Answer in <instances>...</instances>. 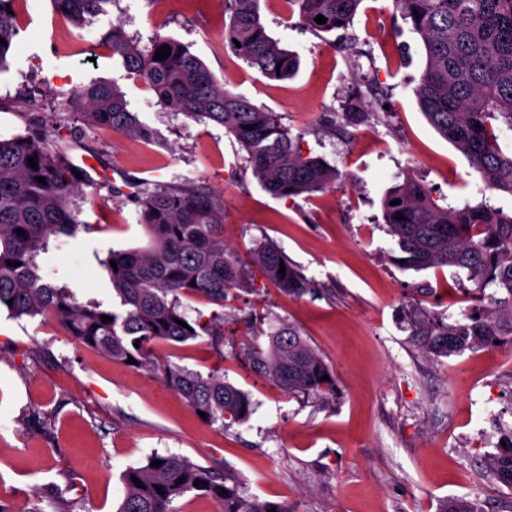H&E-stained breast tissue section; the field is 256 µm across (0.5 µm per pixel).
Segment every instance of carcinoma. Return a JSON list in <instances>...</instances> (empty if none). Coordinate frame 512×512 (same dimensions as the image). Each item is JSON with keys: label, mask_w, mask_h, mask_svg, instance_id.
<instances>
[{"label": "carcinoma", "mask_w": 512, "mask_h": 512, "mask_svg": "<svg viewBox=\"0 0 512 512\" xmlns=\"http://www.w3.org/2000/svg\"><path fill=\"white\" fill-rule=\"evenodd\" d=\"M55 10L81 25L104 12L110 0H52ZM300 24L317 35L346 31L362 0H288ZM19 0H0V66L19 35ZM401 20L421 39L425 68L412 92L420 110L441 137L457 148L485 187L512 196V154H505L494 126L512 131V0H393ZM229 12L224 45L270 79H288L297 56L269 35L259 0H225ZM326 18L319 24L316 16ZM241 47H236V44ZM121 61L174 112L224 127L247 154L252 173L276 198L324 192L336 187L340 173L325 161L302 154L273 115L256 107L244 94L217 80L187 46L157 36L142 50L128 39L121 24H112L101 39ZM166 46L170 55L154 58ZM66 105L85 124L143 140L151 130L128 109L124 93L107 82H92L70 95ZM253 126L247 130L245 126ZM80 143L77 130L44 117L32 129L0 137V307L15 317H51L78 343L96 348L113 360L158 374L204 422L222 427L244 423L253 411L249 393L210 373L206 376L159 357V342L186 343L206 334L219 347L224 323L188 322L181 298L199 297L224 307L236 289L249 291L259 275L290 296L312 292L311 280L294 268L271 243H260L248 260L224 241V205L215 195L191 182L158 186L133 195L138 222L151 240L148 250H110L99 259L109 276L115 308L98 299L78 300L66 284L45 277L43 255L60 236H73L91 225L74 207L89 181L76 177L69 149ZM37 161L32 168L27 158ZM46 179L41 184L37 178ZM394 199L400 204L392 206ZM403 219H395L396 214ZM387 232L404 269L456 268L477 288L499 291L486 306L453 322L431 311L411 310L410 336L427 355L448 357L472 349L512 344V214L483 202L461 208L441 207L430 189L407 175L382 199ZM24 230L19 235L16 229ZM21 262L14 267L12 263ZM117 268H112L111 263ZM285 272H279L280 265ZM195 285H190V282ZM111 317L104 323L101 316ZM188 324L183 327L176 323ZM247 334L265 336L251 344L241 360L253 374L274 381L288 393L335 395L336 378L295 325L284 321L269 330L246 321ZM139 346H134L135 341ZM328 376L322 381L320 377ZM158 460L161 465L152 467ZM485 468L499 483L512 487V435L508 447L485 459ZM138 478L142 487L132 478ZM201 484L194 485L195 481ZM124 495L115 512H177L173 503L192 492L209 496L218 512H288L274 501L248 497L237 477L171 454L153 455L148 462L121 474ZM162 487L157 493L155 487ZM226 493H221V490ZM439 512H476L464 498L441 502Z\"/></svg>", "instance_id": "carcinoma-1"}]
</instances>
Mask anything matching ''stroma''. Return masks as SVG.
Here are the masks:
<instances>
[{
  "label": "stroma",
  "mask_w": 512,
  "mask_h": 512,
  "mask_svg": "<svg viewBox=\"0 0 512 512\" xmlns=\"http://www.w3.org/2000/svg\"><path fill=\"white\" fill-rule=\"evenodd\" d=\"M393 12L392 0H364L349 51L284 19L277 0H261L267 30L300 61L294 77L272 80L225 47L224 0H110L81 27L51 0H25L20 38L0 68V137L49 115L81 128L102 171L77 201L93 231L59 237L45 275L69 283L79 300H111L100 257L149 245L135 203L113 197L111 186L131 180L151 191L191 181L222 199L224 240L234 251L274 243L318 293L294 298L258 276L227 309L221 349L206 336L156 344L159 356L204 375L219 371L249 393V420L223 428L200 420L159 376L77 344L53 320L1 309L0 504L8 512H55L60 496L74 512H115L122 471L156 454L228 468L245 495L288 512H438L447 498L512 512V489L484 468L502 430L512 429V349L439 358L419 349L408 329L412 307L459 320L476 286L450 268L398 266L381 217L383 196L405 172L442 206L507 209L512 196L483 190L421 112L412 89L425 66L422 42L401 20L381 24ZM115 22L143 47L157 35L188 46L226 88L298 136L304 155L335 166L345 185L271 196L222 126L169 110L100 47ZM71 39L96 45L95 55L58 51ZM96 80L125 93L152 140L86 126L67 108L64 93ZM366 82L376 95L362 117H346ZM255 312L300 328L333 371L335 397L289 394L247 371L235 351L248 344L243 321ZM33 413L47 418V430L28 425Z\"/></svg>",
  "instance_id": "obj_1"
}]
</instances>
